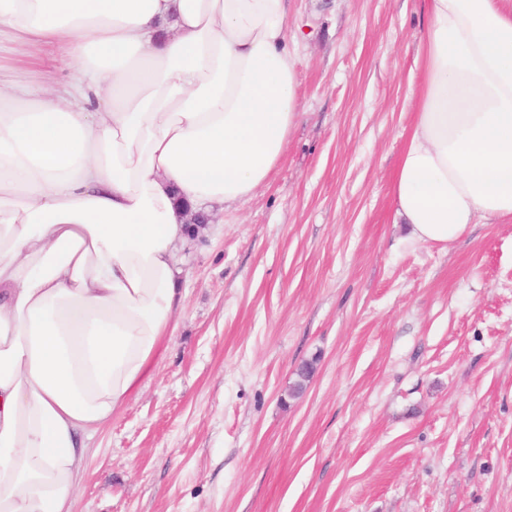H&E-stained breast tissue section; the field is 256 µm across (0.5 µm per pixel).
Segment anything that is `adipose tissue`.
<instances>
[{
	"label": "adipose tissue",
	"mask_w": 512,
	"mask_h": 512,
	"mask_svg": "<svg viewBox=\"0 0 512 512\" xmlns=\"http://www.w3.org/2000/svg\"><path fill=\"white\" fill-rule=\"evenodd\" d=\"M391 203L421 242L512 222V7L421 0ZM288 0H0V512H70L87 440L183 306L186 211L265 185L303 115Z\"/></svg>",
	"instance_id": "adipose-tissue-1"
}]
</instances>
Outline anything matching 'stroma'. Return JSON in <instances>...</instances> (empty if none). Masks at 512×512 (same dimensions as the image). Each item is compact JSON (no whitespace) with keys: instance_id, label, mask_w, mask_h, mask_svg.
I'll use <instances>...</instances> for the list:
<instances>
[{"instance_id":"35a3bbf8","label":"stroma","mask_w":512,"mask_h":512,"mask_svg":"<svg viewBox=\"0 0 512 512\" xmlns=\"http://www.w3.org/2000/svg\"><path fill=\"white\" fill-rule=\"evenodd\" d=\"M425 25L419 0H290L305 114L179 244L174 337L71 512H512V223L438 244L391 211Z\"/></svg>"}]
</instances>
